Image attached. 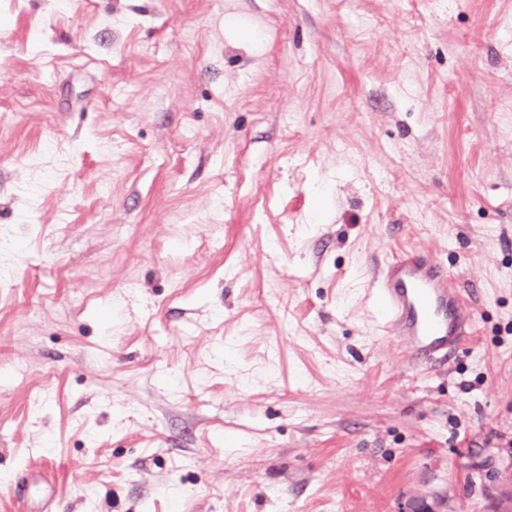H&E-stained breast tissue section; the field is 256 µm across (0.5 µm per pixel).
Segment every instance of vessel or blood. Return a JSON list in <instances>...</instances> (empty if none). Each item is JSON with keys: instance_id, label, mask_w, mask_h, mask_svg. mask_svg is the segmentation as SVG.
<instances>
[{"instance_id": "obj_1", "label": "vessel or blood", "mask_w": 512, "mask_h": 512, "mask_svg": "<svg viewBox=\"0 0 512 512\" xmlns=\"http://www.w3.org/2000/svg\"><path fill=\"white\" fill-rule=\"evenodd\" d=\"M373 295L379 329L420 366L443 362L475 324L454 273L420 249L386 262Z\"/></svg>"}]
</instances>
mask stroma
<instances>
[{"mask_svg":"<svg viewBox=\"0 0 512 512\" xmlns=\"http://www.w3.org/2000/svg\"><path fill=\"white\" fill-rule=\"evenodd\" d=\"M0 512H490L512 0H0ZM421 248L476 328L370 322ZM373 295L377 327L416 365L443 362L475 324L454 273L420 249L386 262ZM446 496L437 494L432 496H415L401 499L397 503L395 512H446L448 507Z\"/></svg>","mask_w":512,"mask_h":512,"instance_id":"stroma-1","label":"stroma"}]
</instances>
